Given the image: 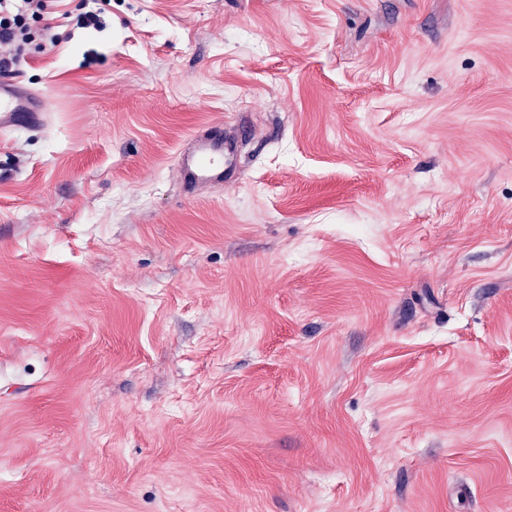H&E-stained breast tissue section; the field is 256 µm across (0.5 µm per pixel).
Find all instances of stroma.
I'll use <instances>...</instances> for the list:
<instances>
[{
  "label": "stroma",
  "mask_w": 512,
  "mask_h": 512,
  "mask_svg": "<svg viewBox=\"0 0 512 512\" xmlns=\"http://www.w3.org/2000/svg\"><path fill=\"white\" fill-rule=\"evenodd\" d=\"M11 73L0 512H512V0H54ZM45 117V101L8 75L0 76V130L19 131L39 126ZM194 153L182 152L178 158L180 181L185 192L198 185H231L239 180L240 166L235 149L224 141L222 129L215 127L208 136L194 140Z\"/></svg>",
  "instance_id": "1"
}]
</instances>
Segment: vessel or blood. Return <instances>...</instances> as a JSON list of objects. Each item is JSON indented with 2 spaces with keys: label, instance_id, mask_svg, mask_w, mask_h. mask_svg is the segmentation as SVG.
Masks as SVG:
<instances>
[{
  "label": "vessel or blood",
  "instance_id": "1",
  "mask_svg": "<svg viewBox=\"0 0 512 512\" xmlns=\"http://www.w3.org/2000/svg\"><path fill=\"white\" fill-rule=\"evenodd\" d=\"M45 101L8 75L0 76V130L19 131L41 125ZM180 181L184 191L206 184L231 185L240 177L238 156L221 129L198 139L195 152L180 153Z\"/></svg>",
  "mask_w": 512,
  "mask_h": 512
}]
</instances>
